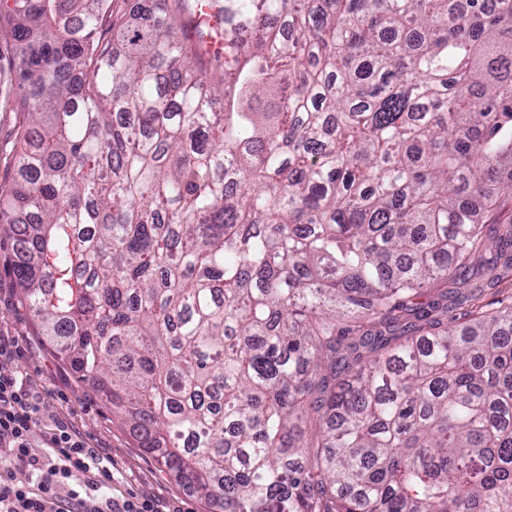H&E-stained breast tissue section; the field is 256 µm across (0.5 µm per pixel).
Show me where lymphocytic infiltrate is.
I'll list each match as a JSON object with an SVG mask.
<instances>
[{
    "label": "lymphocytic infiltrate",
    "instance_id": "obj_1",
    "mask_svg": "<svg viewBox=\"0 0 512 512\" xmlns=\"http://www.w3.org/2000/svg\"><path fill=\"white\" fill-rule=\"evenodd\" d=\"M54 399L26 374L0 372V512H157L147 499L113 501L98 449L63 421L45 426ZM19 471L27 482L16 481Z\"/></svg>",
    "mask_w": 512,
    "mask_h": 512
}]
</instances>
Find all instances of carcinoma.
Listing matches in <instances>:
<instances>
[{
    "label": "carcinoma",
    "mask_w": 512,
    "mask_h": 512,
    "mask_svg": "<svg viewBox=\"0 0 512 512\" xmlns=\"http://www.w3.org/2000/svg\"><path fill=\"white\" fill-rule=\"evenodd\" d=\"M8 15L4 267L140 447L224 512H512V0ZM22 117V112H17V102L4 108L0 97V187H7L13 175L14 145Z\"/></svg>",
    "instance_id": "cac0c4a2"
}]
</instances>
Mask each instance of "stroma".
<instances>
[{
    "mask_svg": "<svg viewBox=\"0 0 512 512\" xmlns=\"http://www.w3.org/2000/svg\"><path fill=\"white\" fill-rule=\"evenodd\" d=\"M21 120L16 107L0 106V187L9 185L13 175L14 145ZM0 333L13 337L19 349L18 357L1 365L0 371H22L34 390L56 393L57 415L111 461L113 499L149 497L160 504L162 512H221L219 506L200 500L140 448L130 428L112 414L99 394L79 382L55 348L35 334L28 310L21 305L11 278L1 269Z\"/></svg>",
    "mask_w": 512,
    "mask_h": 512,
    "instance_id": "stroma-1",
    "label": "stroma"
}]
</instances>
